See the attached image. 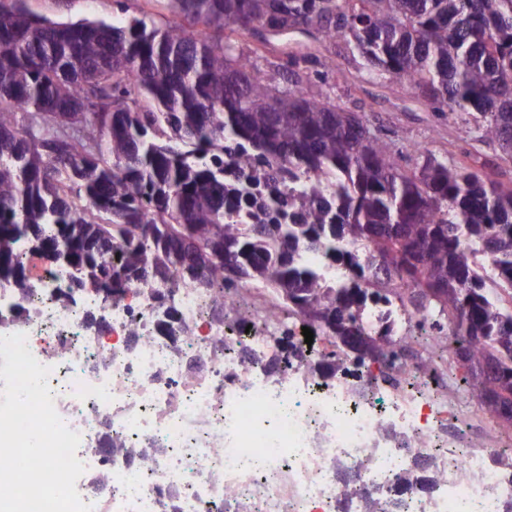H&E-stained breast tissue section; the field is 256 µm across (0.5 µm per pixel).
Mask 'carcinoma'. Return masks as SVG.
<instances>
[{"mask_svg": "<svg viewBox=\"0 0 512 512\" xmlns=\"http://www.w3.org/2000/svg\"><path fill=\"white\" fill-rule=\"evenodd\" d=\"M169 5L159 28L57 22L0 0V282L27 292L37 257L102 294L137 280L201 288L218 312L262 282L326 337H360L349 348L361 367L370 352L399 360L385 325L395 289L365 288L383 278L408 286L429 323L412 339L435 340L439 356L448 337L467 342L452 380L482 400L512 394V310L476 258L512 293V188L425 148L422 164L401 166L311 81L273 84L211 34L319 25L512 158V0ZM302 247L346 279L302 264ZM368 310L380 324L367 331Z\"/></svg>", "mask_w": 512, "mask_h": 512, "instance_id": "carcinoma-1", "label": "carcinoma"}]
</instances>
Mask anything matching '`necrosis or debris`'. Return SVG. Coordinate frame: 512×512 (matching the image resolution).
Segmentation results:
<instances>
[{
	"label": "necrosis or debris",
	"mask_w": 512,
	"mask_h": 512,
	"mask_svg": "<svg viewBox=\"0 0 512 512\" xmlns=\"http://www.w3.org/2000/svg\"><path fill=\"white\" fill-rule=\"evenodd\" d=\"M69 286L66 270L43 265L26 294L0 285V337L25 335L50 367L92 512H364L371 491L389 512H504L512 499V471L497 463L512 435L456 415L447 364L410 340L418 314L394 309L403 371L319 379L308 365L323 351L307 348L275 379L266 356L280 311L265 297L245 329L235 299L219 315L178 289L174 318L189 331L174 336L155 285L108 302ZM407 472L416 483L398 488Z\"/></svg>",
	"instance_id": "1"
}]
</instances>
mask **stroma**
<instances>
[{
    "mask_svg": "<svg viewBox=\"0 0 512 512\" xmlns=\"http://www.w3.org/2000/svg\"><path fill=\"white\" fill-rule=\"evenodd\" d=\"M26 6L58 22L103 19L118 24L137 16L162 27L171 18L167 0H26ZM235 42L243 52L258 51L261 67L273 78L296 68L347 111L366 116L382 138L465 161L489 179L512 187V159L502 157L493 144L475 141L470 125L448 120L407 84L372 73L353 43L324 38L314 29L264 37L248 32Z\"/></svg>",
    "mask_w": 512,
    "mask_h": 512,
    "instance_id": "35a3bbf8",
    "label": "stroma"
}]
</instances>
